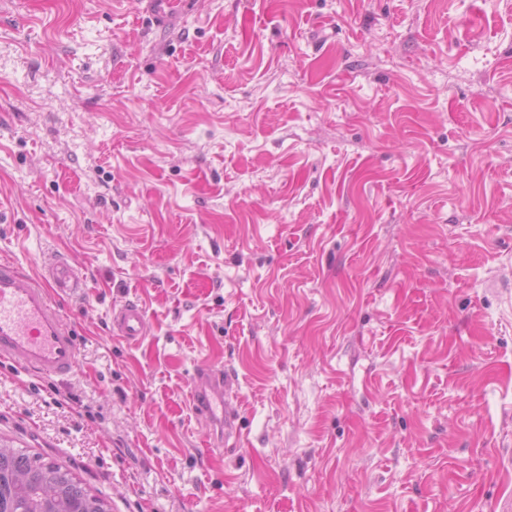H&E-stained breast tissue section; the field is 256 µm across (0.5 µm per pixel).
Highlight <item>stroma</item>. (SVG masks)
Returning <instances> with one entry per match:
<instances>
[{
  "mask_svg": "<svg viewBox=\"0 0 512 512\" xmlns=\"http://www.w3.org/2000/svg\"><path fill=\"white\" fill-rule=\"evenodd\" d=\"M67 259L0 442L111 512L512 499V0H0V258ZM138 301L147 332L112 334ZM206 364L243 440L211 446ZM181 3L173 0H147L144 11L149 13L154 25L163 26L180 10ZM112 334L126 342H136L146 334L145 308L134 301L114 304L112 307ZM195 379L203 384L193 391V408L211 424L212 439L220 446L237 445L242 433L239 411L233 401L237 391L235 376L204 365L197 368Z\"/></svg>",
  "mask_w": 512,
  "mask_h": 512,
  "instance_id": "stroma-1",
  "label": "stroma"
}]
</instances>
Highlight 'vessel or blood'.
<instances>
[{
	"label": "vessel or blood",
	"instance_id": "obj_1",
	"mask_svg": "<svg viewBox=\"0 0 512 512\" xmlns=\"http://www.w3.org/2000/svg\"><path fill=\"white\" fill-rule=\"evenodd\" d=\"M179 9L178 0H146L145 5L157 26ZM80 285L75 271L65 264L48 274L29 276L13 262L0 260V360L27 375L70 376L78 366L79 351L72 327L56 301ZM111 317L116 338L131 343L145 336L147 314L141 304L125 301L113 305ZM195 378L202 386L193 392V407L211 424L212 439L221 446L238 444L242 433L234 402V375L204 365L197 368Z\"/></svg>",
	"mask_w": 512,
	"mask_h": 512
}]
</instances>
